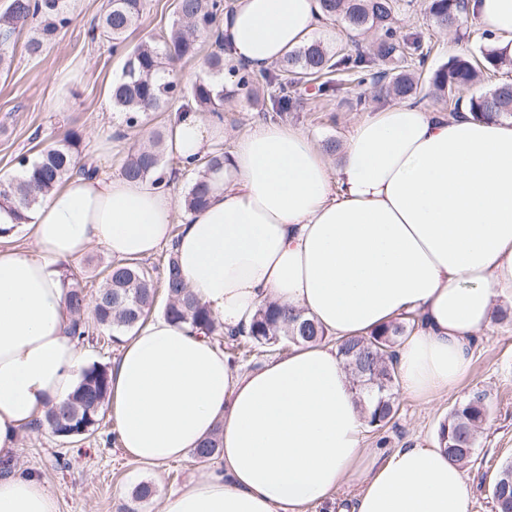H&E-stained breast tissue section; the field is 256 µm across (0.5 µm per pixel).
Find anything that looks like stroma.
<instances>
[{
    "label": "stroma",
    "mask_w": 512,
    "mask_h": 512,
    "mask_svg": "<svg viewBox=\"0 0 512 512\" xmlns=\"http://www.w3.org/2000/svg\"><path fill=\"white\" fill-rule=\"evenodd\" d=\"M107 0H72V22L55 45L40 56H28L17 48L10 69L0 70V175L15 176L20 158H35L40 142L59 139L66 132L80 136V150L93 160L100 173L120 172L133 149L155 131L164 130L170 112L182 109L172 102L169 111L152 113L142 125L127 130L124 115L113 110L109 88L123 64L111 45L89 36ZM176 0H146L142 17L128 34L127 46L142 39L160 37L171 24ZM430 0H410L399 12L393 26L400 33L414 32L430 53L423 67L431 73L449 58L466 54L480 58L491 41L471 19L464 17L458 29L437 26L429 12ZM312 36L339 54L355 49L369 50L371 36L349 29L343 21L324 19ZM275 89L263 75L253 76L250 84L224 103L222 119L229 136L225 150H232L234 134L254 123L282 122L305 133L318 148L328 143L344 144L353 128L363 119L393 105V98L377 99L371 85L343 84L340 89L321 93L316 83L300 87L296 111L279 115L270 109ZM495 319L478 334L469 367L457 389L423 402L398 393L395 418L381 429L365 434L368 456H383L396 448L427 445L437 437L440 423L468 394H485L491 415L480 433L474 457L463 469L470 492L469 512H494L489 487L501 463L512 460V303L500 298L495 303ZM506 320H499V313ZM116 426L104 418L99 430L87 438L63 439L49 428L40 427L25 434L20 442L17 466L47 479L55 489L61 512H159L162 498L204 472V465L186 457L159 466L128 459L118 442L109 441ZM149 483L154 495L135 502L136 487Z\"/></svg>",
    "instance_id": "stroma-1"
}]
</instances>
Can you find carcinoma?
Instances as JSON below:
<instances>
[{
  "instance_id": "cac0c4a2",
  "label": "carcinoma",
  "mask_w": 512,
  "mask_h": 512,
  "mask_svg": "<svg viewBox=\"0 0 512 512\" xmlns=\"http://www.w3.org/2000/svg\"><path fill=\"white\" fill-rule=\"evenodd\" d=\"M70 0H10L0 14V69L11 66L15 44L27 27L34 29L25 48L38 55L50 47L60 32L71 23ZM404 7L402 0H320L322 15L339 17L354 30L379 31V41L371 53L357 52L334 58L320 41L312 40L288 54L280 72L268 75L274 83L277 96L272 110L283 115L298 106L299 85L318 80L335 72H343L350 82L359 84L370 80L380 92L411 101L418 93V80L413 73L373 70L381 61H404L407 55L425 62L426 53L420 38L399 36L393 29V18ZM145 8L144 0H108L99 24L91 30V39L105 38L112 48L124 46L128 31L137 22ZM222 0H177L175 15L168 31L159 40L143 41L124 55L121 77L112 83V106L124 113L126 126H140L152 112H158L175 100L190 102L195 111L221 117L224 111V45L219 36L217 19L224 12ZM467 10L465 0H431L430 13L436 24L453 29L461 14ZM211 35L217 50L207 54L203 64L207 76L183 87L170 80L169 66L177 61L193 59L199 54V37ZM483 70H478L466 57H453L435 70L429 82L459 107L463 89L479 82L483 73H494L503 63L496 51L483 52ZM470 111L483 117H512V82H500L488 91L470 97L466 102ZM80 137L67 133L42 149L37 157L19 159L21 174L0 180V207L19 212L18 219H26L25 212L40 202L75 168L80 156ZM163 136L156 134L148 143L135 148L125 160L122 173L134 180H144L165 190L173 178H165L163 164ZM224 167V153L213 152L198 159L196 175L181 200L188 212L206 204L211 191L212 175ZM66 299L72 315V335L82 343L94 331H111L110 339L121 342V336L145 323L154 307L157 288H162L166 302L162 314L175 323H188L211 342L235 355L247 357L252 348L280 342L290 346L316 343L325 339V331L304 312L285 305L269 303L259 308L247 334L238 337L225 335L224 326L211 310L186 287L173 253H168L164 264L148 266L139 260H118L104 270L103 286L96 294L93 319L86 317L87 300L77 273L64 264L60 267ZM416 328L414 315L408 314L365 336L348 339L338 344V355L353 376V386L365 407L367 426L383 428L396 413V390L399 387L396 372V352L406 337ZM111 396L109 370L93 364L82 373V379L71 398L50 406L37 425H46L61 438L92 435L103 420L102 409ZM490 418V407L485 394L475 392L458 403L439 425V440L443 451L453 461L463 465L470 462L476 438ZM221 439L214 432L191 451L192 458L205 463L219 456ZM490 497L495 512H512V461L498 470L491 486Z\"/></svg>"
}]
</instances>
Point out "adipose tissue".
Returning <instances> with one entry per match:
<instances>
[{"label": "adipose tissue", "mask_w": 512, "mask_h": 512, "mask_svg": "<svg viewBox=\"0 0 512 512\" xmlns=\"http://www.w3.org/2000/svg\"><path fill=\"white\" fill-rule=\"evenodd\" d=\"M469 11L512 59V0ZM319 0H233L220 23L224 84L259 74L316 28ZM224 124L173 113L178 160L223 149ZM23 228L33 248L0 247V462L46 408L75 391L86 355L70 333L59 266L100 245L116 260L173 245L190 291L225 331L278 302L326 331L255 370L158 315L112 365L111 416L123 452L157 466L221 429L216 468L169 493L161 512H302L362 485L338 512H469L458 463L439 446L367 459L365 422L336 340L412 312L397 351L402 389H455L497 298L512 300V121L403 102L355 126L338 165L302 132L260 122L235 139L207 205L179 213L171 192L121 174H74ZM0 512H60L49 482L0 476Z\"/></svg>", "instance_id": "1"}]
</instances>
